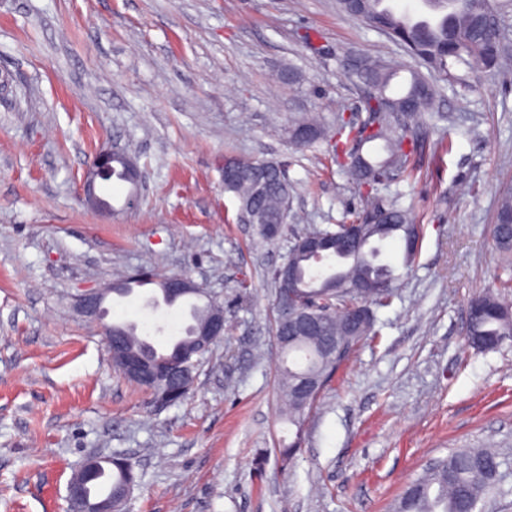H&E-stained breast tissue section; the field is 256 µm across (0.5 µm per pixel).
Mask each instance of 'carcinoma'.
I'll return each mask as SVG.
<instances>
[{
  "label": "carcinoma",
  "mask_w": 512,
  "mask_h": 512,
  "mask_svg": "<svg viewBox=\"0 0 512 512\" xmlns=\"http://www.w3.org/2000/svg\"><path fill=\"white\" fill-rule=\"evenodd\" d=\"M494 4L498 15L503 16L512 8V0H422L421 6L429 11L434 20L412 21L409 12L398 11L384 5L386 0H337L339 10L349 16L365 20L371 26L386 31L402 45L415 64L425 67L434 75L448 80L459 79L454 69L464 65L470 70H501L509 74L512 57L502 48L507 39V29L499 25L498 31L489 34L480 24L485 3ZM407 71L410 79L399 93H389L397 75ZM348 77L360 88L371 90L370 100L365 102L366 111L378 113L379 129L376 133L365 134V127L353 121L336 124L334 135L329 142L335 154L351 155V145L362 140L383 142L386 156L379 161H366V169L372 176L363 179L360 171L349 167L353 178L369 190L362 195L361 207L356 213L355 224L369 218L385 216L386 222L372 228L368 242L359 251L358 258L337 256V262L330 267L329 277L313 275L315 261L311 257H297L300 273V288L296 289L299 303L313 307L327 316L334 324V334L343 351L336 357H328L322 350L319 339L300 337L281 348L279 387L287 401L285 416L288 423L301 427L305 415L313 408L319 392L332 381L342 360L348 358L354 346L374 331L376 311L390 305L393 288L398 276L395 269L387 264L377 263L376 246L373 242L400 238L413 224L410 209L404 207L400 197H387L379 193L378 186L412 177L410 154L405 143L410 138L412 125L423 113L432 109L436 88L418 69L406 61L377 59L362 66L354 65L348 70ZM292 133L303 134L302 143H314L322 138V131L312 118H305L295 124ZM268 191L257 204L256 219L263 225L261 234L270 238L264 225L273 224L284 218L288 210L292 187L288 179H279L275 174L268 176ZM238 203V212L247 210V203L253 196L250 181L242 180L224 186ZM512 222V191L502 195L493 225L496 247L504 255L506 269L512 268V238L506 224ZM388 282L387 288H368L363 292L351 288L358 281ZM483 311L473 315L466 324L468 345L483 352L492 346L501 347L512 341V305L496 295L486 292L477 295ZM364 307L369 319L355 333L348 329L344 310ZM212 309V303L205 297L191 306L192 323L183 330V336L167 349L159 350L140 338L137 325L131 321L114 323V330L120 332L127 343L138 350L142 347L167 360L181 357L182 349L194 336V329ZM310 375L319 378V391L305 399L297 395L300 381ZM503 460L490 448H464L451 452L429 466L402 494L393 506L394 512H479L478 505L486 498L497 483ZM132 463L123 457L112 458V491H118L127 483H134Z\"/></svg>",
  "instance_id": "obj_1"
}]
</instances>
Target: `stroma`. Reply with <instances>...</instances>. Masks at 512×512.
<instances>
[{"mask_svg":"<svg viewBox=\"0 0 512 512\" xmlns=\"http://www.w3.org/2000/svg\"><path fill=\"white\" fill-rule=\"evenodd\" d=\"M404 55L336 0H0V512H65L75 471L113 455L134 465L128 512H391L427 460L485 446L504 464L481 512H512V345L465 342L471 296L512 276L492 237L512 187V76L438 81L411 157L420 179L387 188L414 207L416 259L384 243L400 280L377 335L302 426L280 415L269 273L294 235L352 222L362 194L325 143L296 144L291 128L363 119L353 60ZM102 148L142 178L99 187L97 211L82 185ZM234 156L285 163V234L239 223L224 190ZM143 266L225 302L223 342L161 411L75 309L82 289ZM155 292L110 295L109 320L181 335L180 307L143 309Z\"/></svg>","mask_w":512,"mask_h":512,"instance_id":"obj_1","label":"stroma"}]
</instances>
